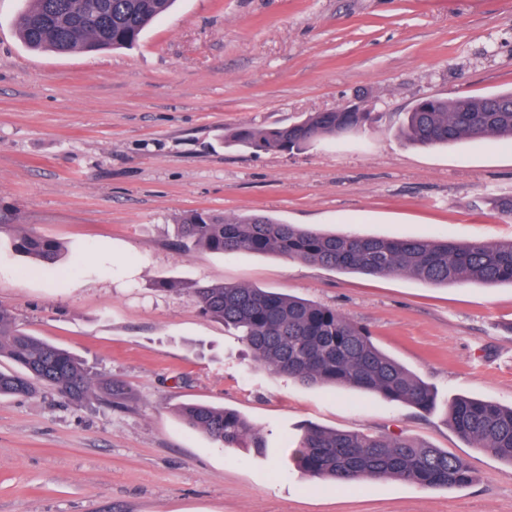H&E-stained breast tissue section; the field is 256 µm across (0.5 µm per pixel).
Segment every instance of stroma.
I'll return each instance as SVG.
<instances>
[{"instance_id": "1", "label": "stroma", "mask_w": 512, "mask_h": 512, "mask_svg": "<svg viewBox=\"0 0 512 512\" xmlns=\"http://www.w3.org/2000/svg\"><path fill=\"white\" fill-rule=\"evenodd\" d=\"M23 0H0V305L82 359L112 400L46 388L0 398V512H512V465L447 424L459 396L512 405V285H429L278 254L183 251L192 209L258 212L327 234L512 239L486 205L512 194V144L421 148L396 135L419 99L512 89V0H177L130 50L35 52ZM367 101L383 119L302 152L224 144ZM31 233L63 247L42 264ZM218 282L336 309L427 382L422 413L271 376L188 294ZM224 406L267 438L224 448L178 416ZM409 436L466 459L471 484H316L302 428ZM12 247L18 253L32 256L43 262L54 261L61 251L58 242L27 233L15 238Z\"/></svg>"}]
</instances>
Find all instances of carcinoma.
Masks as SVG:
<instances>
[{"instance_id": "1", "label": "carcinoma", "mask_w": 512, "mask_h": 512, "mask_svg": "<svg viewBox=\"0 0 512 512\" xmlns=\"http://www.w3.org/2000/svg\"><path fill=\"white\" fill-rule=\"evenodd\" d=\"M15 29L31 50L93 53L134 45L144 29L175 0H26ZM376 119L363 108L314 112L287 127L224 130V144L255 153L300 152L345 134H360ZM398 134L419 146L450 145L494 138L512 141V92L448 99L427 97L403 114ZM488 203L512 219V195ZM180 243L216 254L276 253L329 269L369 276L409 275L432 285L460 282L512 284V240L457 243L446 237L388 239L336 235L285 224L259 213L226 217L206 210L187 212L177 225ZM13 249L43 262L55 260L58 242L22 234ZM202 312L239 332L254 360L270 374L309 386H341L377 394L419 411L434 405L432 387L380 350L366 329L336 310L262 288L224 283L191 291ZM0 396H32L52 387L75 403L112 398V383L95 380L69 351L33 336L0 306ZM184 422L226 448L266 447V438L234 410L185 403ZM449 427L476 448L512 464V407L458 397ZM295 467L317 480L351 485L361 478L394 479L436 488L474 479L468 462L404 435L307 428L292 452Z\"/></svg>"}]
</instances>
